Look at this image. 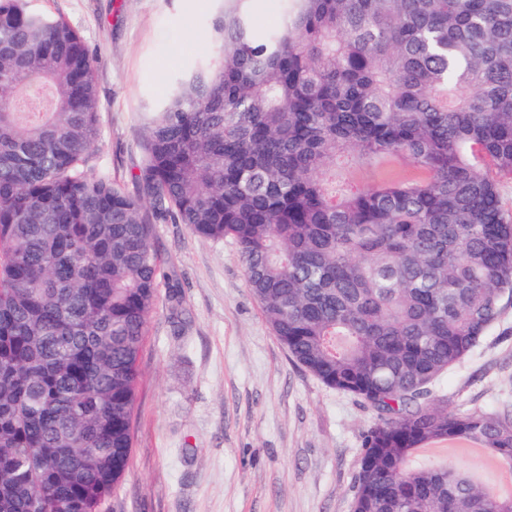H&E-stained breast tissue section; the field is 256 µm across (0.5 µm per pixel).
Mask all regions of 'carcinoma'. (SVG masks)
Returning a JSON list of instances; mask_svg holds the SVG:
<instances>
[{
    "label": "carcinoma",
    "instance_id": "obj_1",
    "mask_svg": "<svg viewBox=\"0 0 512 512\" xmlns=\"http://www.w3.org/2000/svg\"><path fill=\"white\" fill-rule=\"evenodd\" d=\"M249 2L144 114L129 190L90 167L79 32L0 0V512H101L125 477L160 222L232 238L292 359L374 412L353 512H512L424 455L512 475V410L435 392L512 306V0H284L270 31Z\"/></svg>",
    "mask_w": 512,
    "mask_h": 512
}]
</instances>
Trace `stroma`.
Masks as SVG:
<instances>
[{"label":"stroma","mask_w":512,"mask_h":512,"mask_svg":"<svg viewBox=\"0 0 512 512\" xmlns=\"http://www.w3.org/2000/svg\"><path fill=\"white\" fill-rule=\"evenodd\" d=\"M28 5L66 20L95 54L101 126L92 164L131 185L145 107L171 72L213 49L219 0ZM153 247L167 281L140 351L129 469L102 512H352L373 413L289 357L231 239L158 223ZM435 389L452 410L512 405V308Z\"/></svg>","instance_id":"stroma-1"}]
</instances>
